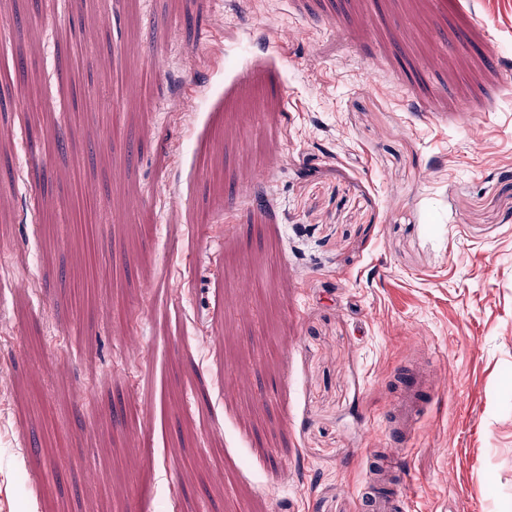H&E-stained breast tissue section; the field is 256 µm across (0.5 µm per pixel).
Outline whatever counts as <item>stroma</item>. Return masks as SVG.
<instances>
[{
	"mask_svg": "<svg viewBox=\"0 0 512 512\" xmlns=\"http://www.w3.org/2000/svg\"><path fill=\"white\" fill-rule=\"evenodd\" d=\"M9 52L0 512H351L376 462L512 512V0H0ZM420 382L418 377L410 378L407 381L406 389L393 408L394 422L405 440L408 426L421 416V404L417 397Z\"/></svg>",
	"mask_w": 512,
	"mask_h": 512,
	"instance_id": "35a3bbf8",
	"label": "stroma"
}]
</instances>
